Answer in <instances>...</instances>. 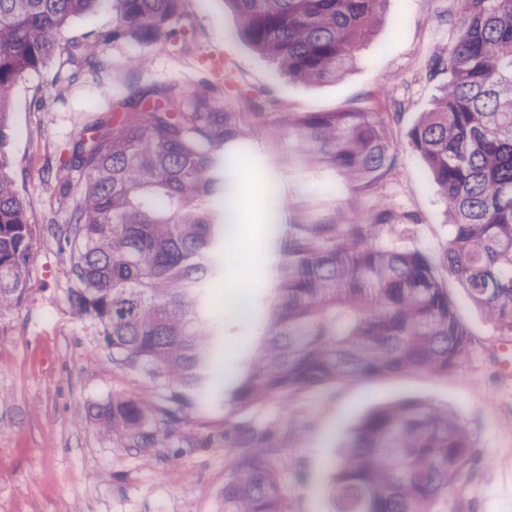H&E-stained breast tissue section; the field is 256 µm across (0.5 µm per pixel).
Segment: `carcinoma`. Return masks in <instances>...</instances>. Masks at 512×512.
I'll return each instance as SVG.
<instances>
[{
    "mask_svg": "<svg viewBox=\"0 0 512 512\" xmlns=\"http://www.w3.org/2000/svg\"><path fill=\"white\" fill-rule=\"evenodd\" d=\"M183 0H0V146L7 141L15 81L42 67L72 15L108 8L113 37L177 42ZM252 46L281 75L335 80L357 61L386 0H225ZM80 66L101 65L87 42L71 46ZM429 74L448 73L430 111L410 130L445 202L451 227L445 264L474 305L512 335V0H462L459 31L432 56ZM176 84L147 85L121 99L119 122L102 118L90 140L51 171L72 187L85 179L70 222L73 282L68 301L102 327L112 363L157 381L155 402L116 396L96 416L127 447H156L182 420L186 398L209 382L213 333L201 292L216 271V243L229 247L225 201L233 171L216 153L243 136L238 112H181ZM278 129L305 163L371 191L394 164L389 113L371 109L290 113ZM396 228L383 208L314 213L278 238L283 256L265 343L224 404L230 475L224 512H288L279 471L284 436L274 424L234 423L241 407L285 411L318 385L411 371L446 376L471 337L431 259L379 245ZM33 228L0 151V307L27 292ZM477 451L467 424L426 401L383 405L343 443L327 493L335 512H437L448 489L466 486Z\"/></svg>",
    "mask_w": 512,
    "mask_h": 512,
    "instance_id": "cac0c4a2",
    "label": "carcinoma"
}]
</instances>
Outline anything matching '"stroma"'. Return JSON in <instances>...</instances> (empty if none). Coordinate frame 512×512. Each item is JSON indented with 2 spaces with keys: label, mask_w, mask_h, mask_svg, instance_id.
I'll return each instance as SVG.
<instances>
[{
  "label": "stroma",
  "mask_w": 512,
  "mask_h": 512,
  "mask_svg": "<svg viewBox=\"0 0 512 512\" xmlns=\"http://www.w3.org/2000/svg\"><path fill=\"white\" fill-rule=\"evenodd\" d=\"M461 0H387L382 20L362 42L356 66L334 81L303 84L274 79L277 63L238 36L237 15L224 0H184L178 45H141L112 35V14L95 10L72 17L60 47L44 66L20 77L10 98L7 152L15 188L33 226L27 294L0 310V512H224L230 452L224 446L222 394L207 391L164 441L141 455L105 430L97 406L115 396L156 400L145 373L112 362L100 325L78 316L67 296L72 286L68 247L49 227L68 223L78 193L49 172L70 159L75 142L130 89L176 84L186 112H238L243 148L229 158L235 186L237 231L254 256L245 266L227 256L210 278L203 313L217 326L215 342L226 366L243 372L264 339L277 283L279 250L267 230L263 186H274L279 222L322 212L358 198L361 210L383 206L401 226L384 245L426 254L448 292L472 344L448 375L421 372L330 382L298 394L287 412L277 406L243 412V419L277 418L280 432L300 426L285 442L295 466L282 474L288 512H331L325 487L339 448L376 407L424 400L462 417L478 463L470 485L449 491L441 512H512V392L501 384L502 336L444 268L450 227L429 167L408 133L429 111L446 76L430 77L427 62L456 37ZM95 40L100 68L75 70L73 44ZM143 58V68L130 62ZM224 65L213 93L209 58ZM373 107L390 115L396 156L392 172L362 194L334 171L293 161V145L276 124L283 112H341Z\"/></svg>",
  "instance_id": "1"
}]
</instances>
